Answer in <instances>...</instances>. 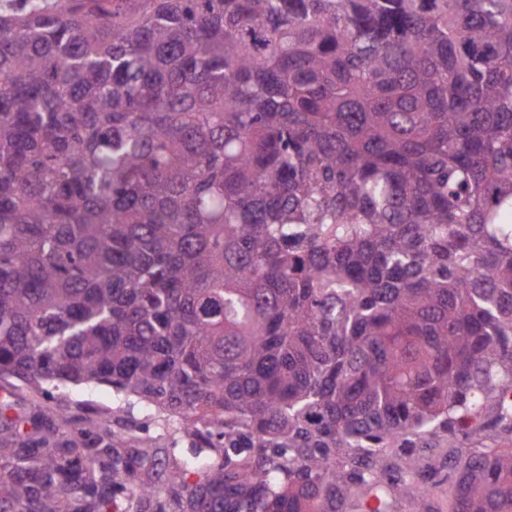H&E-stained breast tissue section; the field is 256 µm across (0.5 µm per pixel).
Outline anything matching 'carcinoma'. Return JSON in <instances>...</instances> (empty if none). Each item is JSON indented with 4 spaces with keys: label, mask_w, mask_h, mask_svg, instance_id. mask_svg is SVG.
<instances>
[{
    "label": "carcinoma",
    "mask_w": 512,
    "mask_h": 512,
    "mask_svg": "<svg viewBox=\"0 0 512 512\" xmlns=\"http://www.w3.org/2000/svg\"><path fill=\"white\" fill-rule=\"evenodd\" d=\"M0 377V512H512V0L0 13ZM51 390V398L39 396L35 400L27 389L18 382L0 378V396L6 389L13 396L15 417L7 416L16 424L17 429L25 434H32L29 422L39 410L40 405H59L67 408L71 421L69 434L81 437L85 429V420H98L94 433H112V388L107 386L69 385L65 389L54 390L53 384L45 386Z\"/></svg>",
    "instance_id": "cac0c4a2"
}]
</instances>
